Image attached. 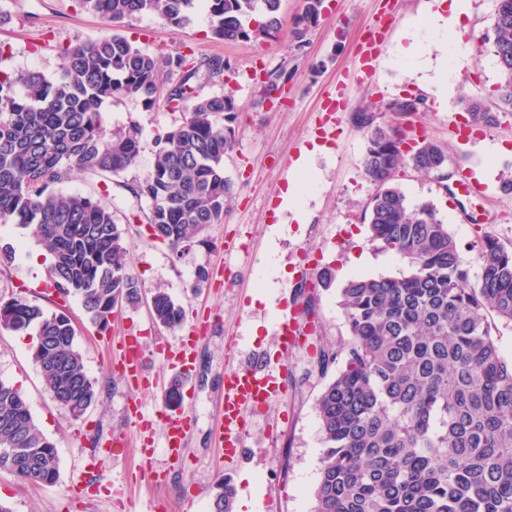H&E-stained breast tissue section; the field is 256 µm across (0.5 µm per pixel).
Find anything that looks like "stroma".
I'll return each instance as SVG.
<instances>
[{
	"label": "stroma",
	"mask_w": 512,
	"mask_h": 512,
	"mask_svg": "<svg viewBox=\"0 0 512 512\" xmlns=\"http://www.w3.org/2000/svg\"><path fill=\"white\" fill-rule=\"evenodd\" d=\"M429 0H324L320 21L304 37L292 22L304 0H281L283 28L274 38L227 43L215 38L204 7H197L180 27L145 15L131 21L124 35L159 56L190 53L195 65L219 57L232 72L228 83L198 76L200 94L232 87L239 102L233 124V149L224 158V174L232 182L223 223L213 225L190 252L176 257L153 238L140 220L139 203L123 183L142 178L154 163V137L175 123L177 113L164 104L145 107L135 98L117 99L103 112L106 129L138 125L143 133L137 165L122 178L72 172L60 183L66 193L93 197L108 205L128 248L127 264L138 279L141 300L114 314L107 329L94 325L80 301L62 298L51 289L50 260L28 229L0 224V297H23L49 313H65L74 322L85 370L100 397L79 418L53 400L32 359L33 340L0 328V380L19 388L43 433L57 448L59 479L52 485L22 480L0 471V501L13 512H142L144 502L160 495L159 486L139 475L138 427L130 420L134 402L154 413L166 407L165 390L175 378L155 346L176 345L193 325L204 337L195 349L190 410L192 425L183 462L156 456L173 487L196 498L193 512H210L223 481L237 488L238 499L253 503L254 512H311L320 458L325 445L316 399L326 383L314 367L317 351L338 347L347 336L338 306L339 290L348 278L398 277L408 266L400 257L373 243L363 220L374 192L360 160L366 137L352 112L366 104L378 107L403 97H417L419 112L402 117L407 130L423 128L425 136L448 152L446 185L412 169H402L397 183L409 203L428 201L458 242L471 274L479 272L478 246L484 236L512 249V191L503 188V173L512 170V115L497 125L477 127L457 136L448 118L463 113L457 100L439 111L429 84L446 74L469 97L490 105L497 100L495 65L482 62L484 39L492 32L496 0H467L462 14L468 56L463 62L440 64L436 57L399 60L391 54L398 43L417 36L427 42L424 24ZM10 15L0 25V68L34 71L54 78L61 67L58 47L106 34L108 26L80 0H0ZM383 21L386 38L371 76L356 72L366 32ZM333 118V134L319 132ZM314 148L297 203L282 193L302 149ZM492 168L485 195H468L456 180L461 171ZM207 271L198 282V271ZM331 272L332 283L322 280ZM305 298H297V285ZM164 290L181 303L186 319L168 329L155 323L150 299ZM295 313L310 327L309 335L285 355L288 395L251 413L245 451L235 460L221 459L215 446V409L224 390V375L239 365L274 354L275 324L281 309ZM138 337L148 369V382L134 388L112 360V349L124 337ZM129 446L120 460L102 449L116 434Z\"/></svg>",
	"instance_id": "stroma-1"
}]
</instances>
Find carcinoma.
Masks as SVG:
<instances>
[{
	"label": "carcinoma",
	"mask_w": 512,
	"mask_h": 512,
	"mask_svg": "<svg viewBox=\"0 0 512 512\" xmlns=\"http://www.w3.org/2000/svg\"><path fill=\"white\" fill-rule=\"evenodd\" d=\"M198 0H83L112 33L59 46L57 77L0 70V224L31 229L51 257L53 287L75 296L91 321L109 326L122 304L140 300L127 268L122 230L109 207L56 191L72 168L119 176L138 163L140 130L109 132L106 102L157 101L181 114L154 137L153 168L122 187L149 202L150 235L181 256L224 221L232 185L224 156L233 146V91L195 94L196 67L177 52L166 59L134 45L117 28L144 14L169 25L187 21ZM212 33L226 43L273 36L281 0H204ZM323 0H305L295 24H317ZM489 51L500 73L491 108L470 102V121L485 127L512 111V0H497ZM178 79H173V75ZM364 107L352 113L366 134L370 240L405 260L399 278L359 277L340 289L348 336L317 353L336 374L316 400L325 449L312 512H512V360L501 355L492 319L512 324V250L493 237L479 244L473 280L461 250L429 202L408 203L396 183L403 168L442 174L448 155ZM151 313L179 327L184 307L154 292ZM0 327L35 332L34 360L54 399L79 418L98 401L85 372L72 320L23 298L0 300ZM0 471L52 485L56 445L40 429L17 388L0 381ZM224 483L211 512H232Z\"/></svg>",
	"instance_id": "1"
}]
</instances>
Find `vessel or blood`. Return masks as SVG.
Masks as SVG:
<instances>
[{"label": "vessel or blood", "instance_id": "1", "mask_svg": "<svg viewBox=\"0 0 512 512\" xmlns=\"http://www.w3.org/2000/svg\"><path fill=\"white\" fill-rule=\"evenodd\" d=\"M193 337H184L179 346L164 348V358L182 374L191 372ZM112 356L132 383H140L143 374V352L136 338L126 337L113 349ZM281 367L271 364L261 368L243 366L232 370L224 379V395L216 422V445L220 453L234 457L243 446L247 413L269 400L283 397L287 387L281 378ZM162 430H155L152 417L140 416V473L155 484L165 485V472L154 469L156 451H163L167 461L183 457V436L190 425V410L185 406L167 407L161 412Z\"/></svg>", "mask_w": 512, "mask_h": 512}]
</instances>
